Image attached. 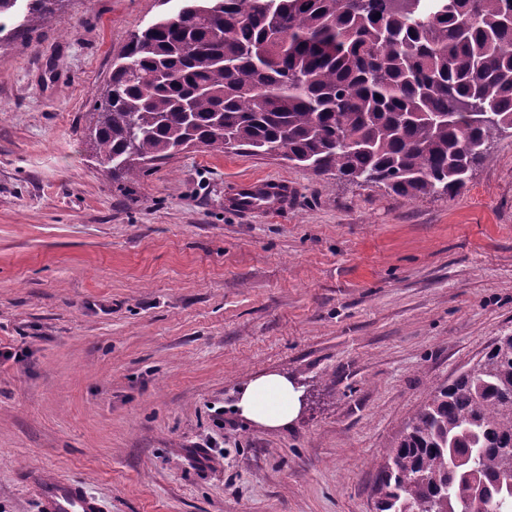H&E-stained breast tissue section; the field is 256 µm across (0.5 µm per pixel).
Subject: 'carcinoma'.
<instances>
[{
    "instance_id": "carcinoma-1",
    "label": "carcinoma",
    "mask_w": 512,
    "mask_h": 512,
    "mask_svg": "<svg viewBox=\"0 0 512 512\" xmlns=\"http://www.w3.org/2000/svg\"><path fill=\"white\" fill-rule=\"evenodd\" d=\"M61 0H0L15 40ZM512 129V0H182L132 34L89 139L113 178L246 148L407 198L455 196ZM379 512H512V335L379 465Z\"/></svg>"
}]
</instances>
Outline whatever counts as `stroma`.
Returning <instances> with one entry per match:
<instances>
[{"label": "stroma", "instance_id": "stroma-1", "mask_svg": "<svg viewBox=\"0 0 512 512\" xmlns=\"http://www.w3.org/2000/svg\"><path fill=\"white\" fill-rule=\"evenodd\" d=\"M179 7L63 0L0 44V512H41L35 473L102 512H377L409 419L512 335V131L453 197L206 147L112 179L95 103ZM246 177L287 210L233 211ZM268 373L288 426L235 409ZM300 392L288 376L269 373L250 381L236 402L238 413L253 423L277 428L287 426L299 414Z\"/></svg>", "mask_w": 512, "mask_h": 512}]
</instances>
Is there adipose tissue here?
Wrapping results in <instances>:
<instances>
[{"label":"adipose tissue","instance_id":"obj_1","mask_svg":"<svg viewBox=\"0 0 512 512\" xmlns=\"http://www.w3.org/2000/svg\"><path fill=\"white\" fill-rule=\"evenodd\" d=\"M300 392L288 376L269 373L250 381L241 391L236 408L244 419L277 428L288 425L299 414Z\"/></svg>","mask_w":512,"mask_h":512}]
</instances>
